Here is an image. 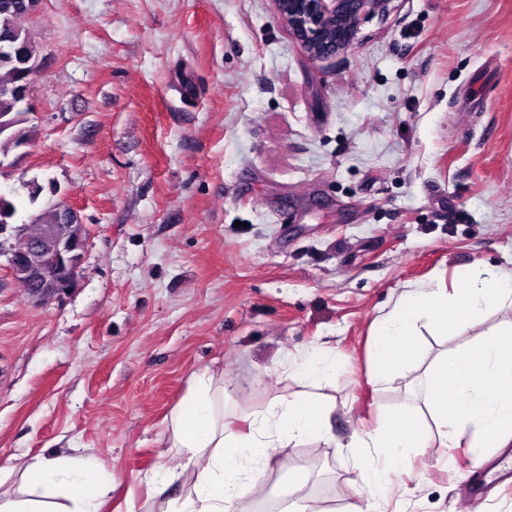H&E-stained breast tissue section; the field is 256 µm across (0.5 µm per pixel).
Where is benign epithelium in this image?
<instances>
[{
    "label": "benign epithelium",
    "mask_w": 512,
    "mask_h": 512,
    "mask_svg": "<svg viewBox=\"0 0 512 512\" xmlns=\"http://www.w3.org/2000/svg\"><path fill=\"white\" fill-rule=\"evenodd\" d=\"M393 0H275L278 18L307 60L319 64L358 44L363 23L390 11ZM15 228L0 224V256L7 257L12 279L28 289L36 305L60 302L78 286L86 250L83 236H63L53 227L27 251L15 249Z\"/></svg>",
    "instance_id": "benign-epithelium-1"
}]
</instances>
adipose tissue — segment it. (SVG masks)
I'll return each mask as SVG.
<instances>
[{
  "mask_svg": "<svg viewBox=\"0 0 512 512\" xmlns=\"http://www.w3.org/2000/svg\"><path fill=\"white\" fill-rule=\"evenodd\" d=\"M463 287L439 283L401 296L374 326L376 366L369 380L389 381L402 374V348L420 324L447 329L476 326L486 311L512 308V276L481 265L460 269ZM426 377L424 401L434 422L421 427L413 413L382 419L371 431L354 433V448H388L393 456L409 448L428 447L432 436L458 448L475 438L491 448L512 446V321L493 338L475 336L471 348L436 357ZM219 379L195 377L192 390L171 418V433L159 455L161 468L145 479L149 491L162 494L176 482L188 491L167 500L164 512H230L263 476L278 448L311 438H331L327 403L304 394L279 408L254 416L247 431H235L215 412ZM20 472L23 498L0 494V512H104L112 491L93 461L56 451L22 466L0 464V474Z\"/></svg>",
  "mask_w": 512,
  "mask_h": 512,
  "instance_id": "adipose-tissue-1",
  "label": "adipose tissue"
}]
</instances>
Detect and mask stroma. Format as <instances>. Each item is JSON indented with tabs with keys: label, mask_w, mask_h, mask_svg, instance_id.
I'll use <instances>...</instances> for the list:
<instances>
[{
	"label": "stroma",
	"mask_w": 512,
	"mask_h": 512,
	"mask_svg": "<svg viewBox=\"0 0 512 512\" xmlns=\"http://www.w3.org/2000/svg\"><path fill=\"white\" fill-rule=\"evenodd\" d=\"M29 145L0 161L14 225L49 203L87 230L80 285L33 304L0 257V460L98 459L112 512H159L142 481L195 375L263 414L298 392L335 406L333 441L277 449L243 512H512L511 448L432 441L376 495L352 448L422 405L439 353L491 334L421 329L406 376L369 384L375 320L480 263L512 273V0H394L356 48L311 65L274 0H43ZM39 185L37 202L29 188ZM328 351L330 385L297 364Z\"/></svg>",
	"instance_id": "35a3bbf8"
}]
</instances>
